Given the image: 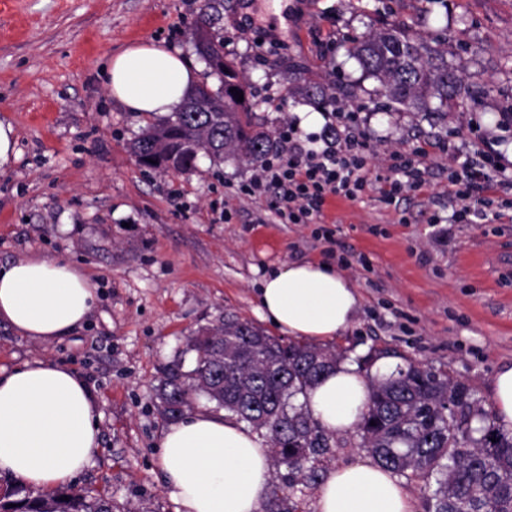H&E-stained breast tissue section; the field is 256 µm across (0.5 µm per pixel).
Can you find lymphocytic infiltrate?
Listing matches in <instances>:
<instances>
[{"mask_svg":"<svg viewBox=\"0 0 512 512\" xmlns=\"http://www.w3.org/2000/svg\"><path fill=\"white\" fill-rule=\"evenodd\" d=\"M469 130L473 136L471 152L448 159V199L461 205L450 221L498 223L503 213L490 211L489 206L498 193L512 191V172L487 151L479 122H471ZM283 139L285 148L242 191L255 198L275 197L277 215L292 224L324 223V206L332 196L353 201L371 189L382 201L392 203L405 191L421 192L429 185L430 152L423 145L407 154L390 151L391 177L372 174L368 167L370 140L343 113L317 136L303 133L296 122H289Z\"/></svg>","mask_w":512,"mask_h":512,"instance_id":"1","label":"lymphocytic infiltrate"}]
</instances>
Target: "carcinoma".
I'll return each mask as SVG.
<instances>
[{"label": "carcinoma", "mask_w": 512, "mask_h": 512, "mask_svg": "<svg viewBox=\"0 0 512 512\" xmlns=\"http://www.w3.org/2000/svg\"><path fill=\"white\" fill-rule=\"evenodd\" d=\"M224 0H202L192 33L196 54L220 82L202 84L176 112L159 116L130 146L139 164L183 174L195 169L203 145L209 159L228 157L263 165L278 152L276 132L253 112L256 103L238 101L244 79L224 61V42L211 26ZM376 92L396 111L448 115L471 97L461 67L448 62L409 28L384 27L347 49ZM288 88L306 104L324 109L340 100H357V87L341 91L306 82L295 75ZM186 351L193 367L167 369L156 389L157 408L170 421L183 417L203 398L245 423L265 440L275 469L266 496V512H298L300 485L323 479V463L341 440L313 417L306 396L346 360L336 350L270 336L232 314L219 327L189 337ZM389 356L376 349L356 359L370 395L355 427L357 447L381 467L415 484L424 512H512V432L496 425L468 384L451 372L407 359L388 374L369 366ZM375 425H370V422ZM59 497L33 498L12 490L0 495V512H112V504L80 490Z\"/></svg>", "instance_id": "1"}]
</instances>
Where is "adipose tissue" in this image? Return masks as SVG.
Returning a JSON list of instances; mask_svg holds the SVG:
<instances>
[{"label": "adipose tissue", "instance_id": "ef3b65f1", "mask_svg": "<svg viewBox=\"0 0 512 512\" xmlns=\"http://www.w3.org/2000/svg\"><path fill=\"white\" fill-rule=\"evenodd\" d=\"M112 97L129 111L166 114L199 82L179 51L136 43L105 68ZM97 302L88 276L69 263L27 257L0 263V322L52 341L81 329ZM352 282L326 263H291L265 275L257 311L280 333L311 342L336 338L352 323ZM369 387L356 365L341 364L307 395L329 431H353ZM163 480L180 512H261L270 482L264 440L242 422L206 410L175 421L160 439ZM99 450L96 403L71 368L36 360L0 374V474L49 489L71 482ZM316 512H412L397 478L370 460L330 471Z\"/></svg>", "mask_w": 512, "mask_h": 512}]
</instances>
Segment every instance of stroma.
Masks as SVG:
<instances>
[{
  "label": "stroma",
  "instance_id": "35a3bbf8",
  "mask_svg": "<svg viewBox=\"0 0 512 512\" xmlns=\"http://www.w3.org/2000/svg\"><path fill=\"white\" fill-rule=\"evenodd\" d=\"M255 2L247 26L240 0H224L219 28L259 115L279 130L302 121L317 135L331 116L307 123L313 109L289 95V74L360 83L353 117L375 145L369 165L388 176V149L429 143L426 194L394 206L375 192L333 197L325 223L282 224L265 199L240 190L256 166L202 156L186 174L144 169L130 144L151 118L111 97L103 66L131 43L163 41L216 85L191 43L199 0H0V123L11 125L16 151L0 165V262L66 260L99 293L88 324L53 341L1 323L0 372L42 359L86 379L101 448L71 486L110 498L115 512H178L158 463L168 421L157 385L174 363L192 368L188 336L225 315L274 334L256 311L270 268L325 260L349 277L355 318L330 343L349 356L387 349L389 364L451 372L485 403L492 377L512 364V223L447 221L448 155L470 152L471 119L512 163V0H287L279 17L274 0ZM388 24L412 26L463 59L475 99L445 117L387 112L346 48ZM329 34L334 44L319 56Z\"/></svg>",
  "mask_w": 512,
  "mask_h": 512
}]
</instances>
